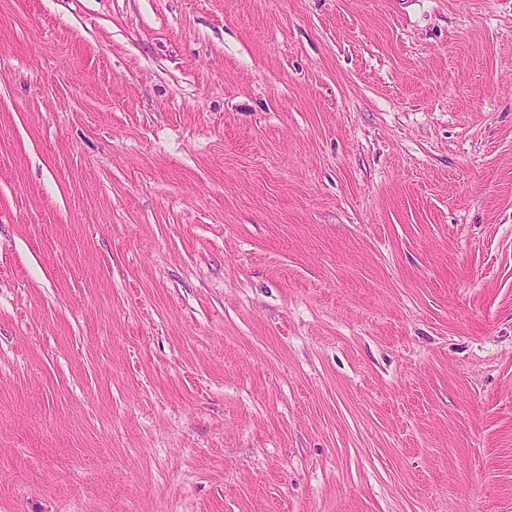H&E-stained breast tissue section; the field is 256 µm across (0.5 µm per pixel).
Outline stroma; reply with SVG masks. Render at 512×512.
Masks as SVG:
<instances>
[{"mask_svg": "<svg viewBox=\"0 0 512 512\" xmlns=\"http://www.w3.org/2000/svg\"><path fill=\"white\" fill-rule=\"evenodd\" d=\"M0 512H512V0H0Z\"/></svg>", "mask_w": 512, "mask_h": 512, "instance_id": "35a3bbf8", "label": "stroma"}]
</instances>
